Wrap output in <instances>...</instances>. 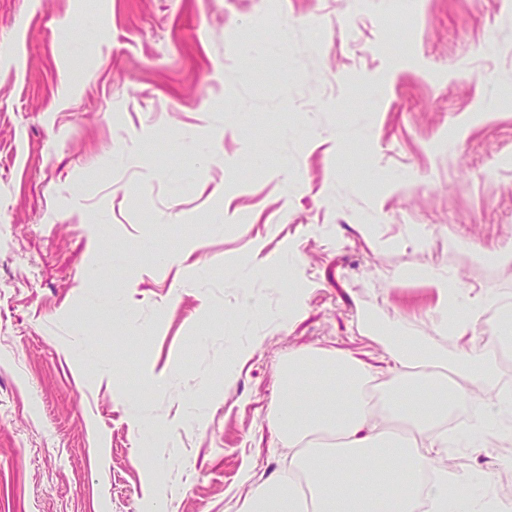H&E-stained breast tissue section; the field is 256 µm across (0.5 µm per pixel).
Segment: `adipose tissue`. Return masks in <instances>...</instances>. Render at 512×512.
I'll use <instances>...</instances> for the list:
<instances>
[{"label":"adipose tissue","instance_id":"1","mask_svg":"<svg viewBox=\"0 0 512 512\" xmlns=\"http://www.w3.org/2000/svg\"><path fill=\"white\" fill-rule=\"evenodd\" d=\"M429 277L440 304L457 311L450 328L455 352L414 336L386 337L384 383L374 404L367 395L373 375L358 361L320 349L289 354L269 420L288 466L239 512H512L476 493L472 474L440 465L451 447L485 449L490 439L512 438L502 426L512 416V393L498 390L491 354L504 325H494L484 347L466 340L494 295L462 299L446 277ZM477 391L486 395L483 414L448 430L450 411Z\"/></svg>","mask_w":512,"mask_h":512}]
</instances>
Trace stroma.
I'll use <instances>...</instances> for the list:
<instances>
[{"instance_id":"35a3bbf8","label":"stroma","mask_w":512,"mask_h":512,"mask_svg":"<svg viewBox=\"0 0 512 512\" xmlns=\"http://www.w3.org/2000/svg\"><path fill=\"white\" fill-rule=\"evenodd\" d=\"M509 85L512 0H0V512H238L289 353L454 352L429 271L482 342Z\"/></svg>"}]
</instances>
